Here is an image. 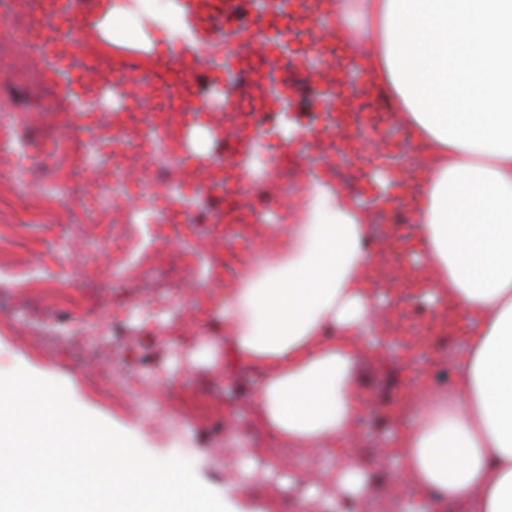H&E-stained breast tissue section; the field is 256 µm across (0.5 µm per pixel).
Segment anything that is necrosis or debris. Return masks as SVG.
I'll list each match as a JSON object with an SVG mask.
<instances>
[{
    "label": "necrosis or debris",
    "mask_w": 512,
    "mask_h": 512,
    "mask_svg": "<svg viewBox=\"0 0 512 512\" xmlns=\"http://www.w3.org/2000/svg\"><path fill=\"white\" fill-rule=\"evenodd\" d=\"M85 4L52 0L53 13L64 24L47 37L31 25V0H0V69L37 73L66 57L79 31L77 12ZM214 6L225 24L213 44H197L185 23L165 27L171 46L210 72L213 93H202L184 70L159 69L150 51L116 48L107 54L86 43L75 65L98 93L89 110L106 114L93 135L79 140L74 131H52L32 143L36 114L17 111L10 99L0 98V282L24 281L38 306L65 310L71 317L68 336L111 335L112 309L102 308L96 323L86 325L89 300L82 290L53 287L33 273L28 261L33 247L22 241L25 226L65 224L73 243L102 240L112 277L145 281L174 272L189 279L200 275L217 291L222 286L217 270L234 260L199 235L198 226L223 225L244 241L256 225L289 223L315 167L342 193L365 199V171L340 161L341 154L358 152L346 128L373 129L382 157L393 161L408 148L397 115L378 88L370 91L365 110L346 102L331 112L341 134L302 141L291 153L268 149L267 141L289 115L268 110L270 97L261 78L272 58L266 42L254 39L253 20L266 16L271 38L298 24L295 8L285 0L259 5L215 0ZM335 22L334 14L325 13L315 30L318 51L300 42L284 65L292 92L310 104L329 94L337 78L342 35ZM198 110L221 143L220 151L202 163L190 146L191 114ZM161 224L188 230L179 255L158 238L155 228Z\"/></svg>",
    "instance_id": "1"
}]
</instances>
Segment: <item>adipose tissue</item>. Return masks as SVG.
<instances>
[{"label": "adipose tissue", "instance_id": "obj_1", "mask_svg": "<svg viewBox=\"0 0 512 512\" xmlns=\"http://www.w3.org/2000/svg\"><path fill=\"white\" fill-rule=\"evenodd\" d=\"M336 23L387 88L413 170L409 259L434 324L454 313L461 348L449 385L417 376L383 453L411 479L412 512H512V0H337ZM360 201L315 180L293 224H266L244 272L224 282L208 363L257 372L251 421L274 447L323 470L296 487L285 462L224 443L237 476L223 495L156 461L120 430L77 426L69 401L21 377L0 380V512H79L84 473L59 456L87 448L109 487L103 512H252L258 479L324 512L363 502L376 477L354 449L369 412L362 368L389 311Z\"/></svg>", "mask_w": 512, "mask_h": 512}]
</instances>
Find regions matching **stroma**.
I'll list each match as a JSON object with an SVG mask.
<instances>
[{
  "instance_id": "stroma-1",
  "label": "stroma",
  "mask_w": 512,
  "mask_h": 512,
  "mask_svg": "<svg viewBox=\"0 0 512 512\" xmlns=\"http://www.w3.org/2000/svg\"><path fill=\"white\" fill-rule=\"evenodd\" d=\"M113 0H95L87 15L88 34L101 31L104 23L134 28V37L124 39L127 47L144 45L162 66L172 63L160 24L150 14L125 0L113 7ZM0 96L12 98L26 112H43L46 129L70 127L79 135L93 131L95 124L82 110L53 97L51 78L33 82L16 73H0ZM42 242L31 259L50 268L63 267L66 288L83 289L94 302L87 313L96 321L98 304L114 296L120 305L112 315L113 331L97 344L76 349L65 337L69 316L62 311H33L25 292H17L14 303L0 308V375L30 374L43 381L53 394L66 397L80 413L96 422L124 430L141 449L158 463L177 459L183 468L223 492L236 463L225 456L214 460V449L224 445V417L233 413L247 418L252 407L249 387L252 373H241L233 383L225 374L213 371L198 353L201 329L195 314H185L181 323L168 322L164 307H158L155 321H167L168 342L154 339L152 328L124 316L125 308L150 304L160 288L127 280L106 289L98 271L106 266L104 245L96 240L80 243L70 251L61 250L53 233ZM460 341L424 339L415 362L405 364L394 354L368 359L363 381L371 413L359 427L364 439L359 452L375 471L378 482L369 498L377 512L390 505L407 507V495L398 493L393 479L394 464L379 453L393 431L387 418L402 396L415 385L418 368L431 367L436 382L449 381L447 361L456 354Z\"/></svg>"
}]
</instances>
